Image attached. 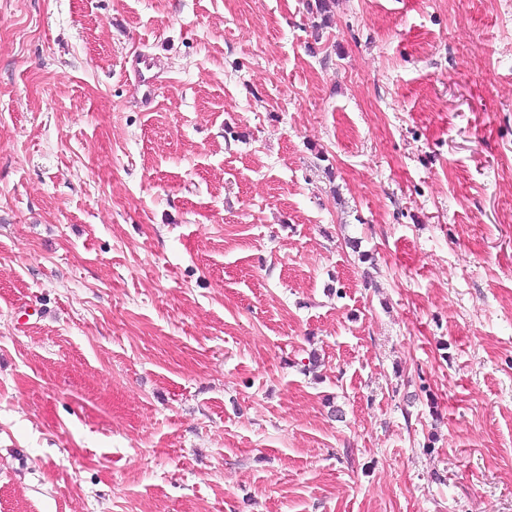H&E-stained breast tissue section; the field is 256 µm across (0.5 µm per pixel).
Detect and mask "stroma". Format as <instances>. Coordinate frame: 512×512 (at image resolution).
<instances>
[{"mask_svg": "<svg viewBox=\"0 0 512 512\" xmlns=\"http://www.w3.org/2000/svg\"><path fill=\"white\" fill-rule=\"evenodd\" d=\"M314 3L0 0V512H512V0Z\"/></svg>", "mask_w": 512, "mask_h": 512, "instance_id": "1", "label": "stroma"}]
</instances>
